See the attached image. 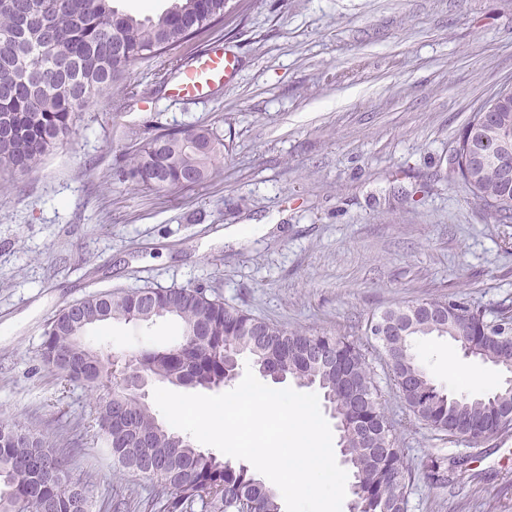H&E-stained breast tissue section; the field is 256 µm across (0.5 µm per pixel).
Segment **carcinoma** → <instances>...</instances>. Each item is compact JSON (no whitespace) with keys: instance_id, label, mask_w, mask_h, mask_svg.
Here are the masks:
<instances>
[{"instance_id":"1","label":"carcinoma","mask_w":512,"mask_h":512,"mask_svg":"<svg viewBox=\"0 0 512 512\" xmlns=\"http://www.w3.org/2000/svg\"><path fill=\"white\" fill-rule=\"evenodd\" d=\"M17 0H0V167L34 170L72 132L78 110L115 87L134 60L163 54L224 23L228 0H175L156 18H137L112 0H34L37 22L25 25ZM499 91L472 113L457 138L451 180L464 185L498 224H512V180L472 158L512 149V111L493 107ZM224 153V139L197 125L163 130L126 156L123 178L163 191L204 180ZM173 317L181 334L162 349L131 354V371L161 382L212 389L234 380L243 355L274 383L293 378L314 387L335 412L343 464L352 474L357 512H408L412 472L385 415L368 348L341 336L289 329L231 308L201 286L102 292L63 309L45 332L41 357L93 396L96 444L120 474L148 482L145 492L117 480L96 502L71 476L60 448L21 422L0 421V512H281L276 492L246 466L194 447L160 422L148 403L114 379L110 355L90 345L99 323H150ZM402 331L382 347L391 379L415 419L448 438L471 429L502 433L512 391L470 397L439 386L413 351L418 336L462 332L460 349L512 372V303L494 306L441 295L390 307L371 318ZM425 477L448 482V459L434 458Z\"/></svg>"}]
</instances>
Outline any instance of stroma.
Here are the masks:
<instances>
[{
	"mask_svg": "<svg viewBox=\"0 0 512 512\" xmlns=\"http://www.w3.org/2000/svg\"><path fill=\"white\" fill-rule=\"evenodd\" d=\"M223 27L131 63L123 87L83 107L72 133L25 174L0 170V419L83 448L73 477L100 495L112 461L93 442V398L41 358L48 323L90 294L206 287L289 328L362 345L382 310L438 295L512 300V224L449 184L472 112L512 87V0H229ZM238 71L207 97L178 99L173 59L213 44ZM201 125L224 157L201 183L154 192L120 180L132 147L159 128ZM267 225L236 242L224 228ZM177 321L111 322L94 346L119 356L171 344ZM415 352L456 390L449 362L500 382L447 336ZM369 361L413 472L408 512H512V431L471 445L418 422ZM432 455L463 456L453 486L424 476Z\"/></svg>",
	"mask_w": 512,
	"mask_h": 512,
	"instance_id": "obj_1",
	"label": "stroma"
}]
</instances>
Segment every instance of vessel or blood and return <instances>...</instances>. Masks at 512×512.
I'll use <instances>...</instances> for the list:
<instances>
[{
    "mask_svg": "<svg viewBox=\"0 0 512 512\" xmlns=\"http://www.w3.org/2000/svg\"><path fill=\"white\" fill-rule=\"evenodd\" d=\"M238 62L233 54L221 47H211L185 67L173 84L171 93L178 98H200L222 85L237 71Z\"/></svg>",
    "mask_w": 512,
    "mask_h": 512,
    "instance_id": "b4317fda",
    "label": "vessel or blood"
}]
</instances>
